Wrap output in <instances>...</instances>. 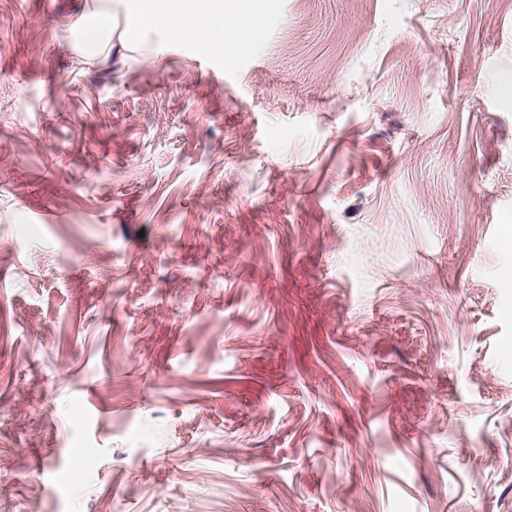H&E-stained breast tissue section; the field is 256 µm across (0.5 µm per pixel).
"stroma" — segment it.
Listing matches in <instances>:
<instances>
[{
  "label": "stroma",
  "instance_id": "35a3bbf8",
  "mask_svg": "<svg viewBox=\"0 0 512 512\" xmlns=\"http://www.w3.org/2000/svg\"><path fill=\"white\" fill-rule=\"evenodd\" d=\"M247 2L0 0V512H512V0ZM190 7L185 9L182 0H167L166 7L158 0H140V16L147 25L165 26L186 37L194 36L197 29L187 22V17L194 21H204L208 26L203 29L206 37L216 46H224V1L223 0H189ZM171 3H179L172 6Z\"/></svg>",
  "mask_w": 512,
  "mask_h": 512
}]
</instances>
